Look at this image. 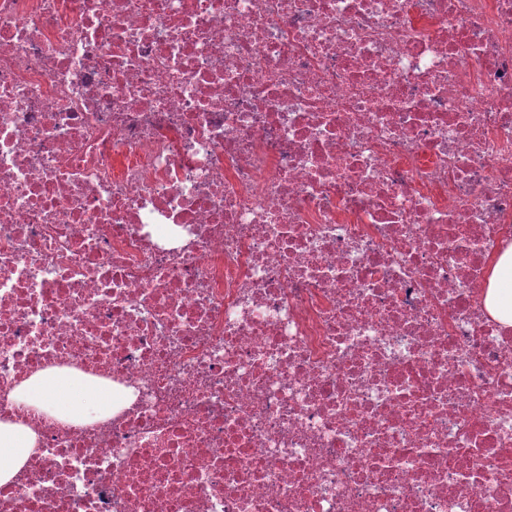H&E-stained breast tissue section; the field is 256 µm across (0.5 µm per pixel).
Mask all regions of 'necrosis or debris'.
Wrapping results in <instances>:
<instances>
[{"label": "necrosis or debris", "instance_id": "necrosis-or-debris-1", "mask_svg": "<svg viewBox=\"0 0 512 512\" xmlns=\"http://www.w3.org/2000/svg\"><path fill=\"white\" fill-rule=\"evenodd\" d=\"M510 248L512 0H0V512H512ZM512 272V248L506 251L499 259L489 279L485 304L489 312L501 322L512 324V298L505 303L501 297V277L504 270ZM12 398L60 421L72 422L94 413L99 418L114 412L112 389L86 391L59 369H46L15 388ZM36 433L22 423H0V486L12 481L25 462L35 454Z\"/></svg>", "mask_w": 512, "mask_h": 512}]
</instances>
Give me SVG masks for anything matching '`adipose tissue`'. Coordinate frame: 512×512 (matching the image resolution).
<instances>
[{"label":"adipose tissue","instance_id":"obj_1","mask_svg":"<svg viewBox=\"0 0 512 512\" xmlns=\"http://www.w3.org/2000/svg\"><path fill=\"white\" fill-rule=\"evenodd\" d=\"M14 400L58 420L72 422L97 415L111 416L113 398L108 389L86 391L58 369H46L15 388ZM36 433L21 423H0V486L12 481L25 462L35 454Z\"/></svg>","mask_w":512,"mask_h":512}]
</instances>
